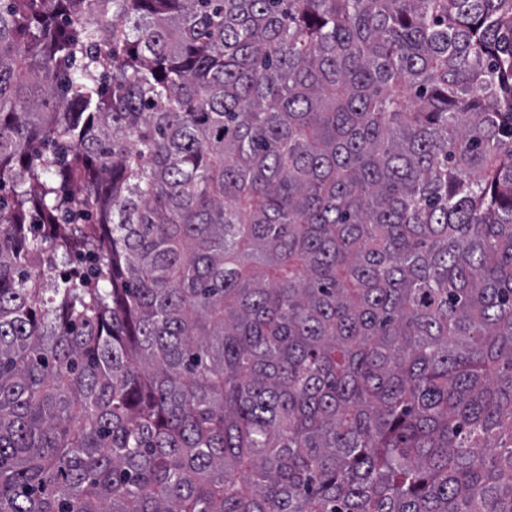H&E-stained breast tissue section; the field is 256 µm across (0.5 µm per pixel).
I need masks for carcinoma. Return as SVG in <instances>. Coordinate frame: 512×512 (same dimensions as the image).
Returning a JSON list of instances; mask_svg holds the SVG:
<instances>
[{
  "mask_svg": "<svg viewBox=\"0 0 512 512\" xmlns=\"http://www.w3.org/2000/svg\"><path fill=\"white\" fill-rule=\"evenodd\" d=\"M0 512H512V0H0Z\"/></svg>",
  "mask_w": 512,
  "mask_h": 512,
  "instance_id": "obj_1",
  "label": "carcinoma"
}]
</instances>
